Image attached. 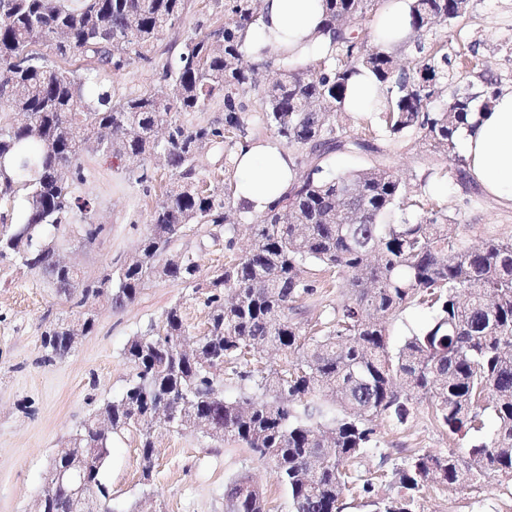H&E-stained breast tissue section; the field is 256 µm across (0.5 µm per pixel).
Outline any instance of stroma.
<instances>
[{"label": "stroma", "mask_w": 512, "mask_h": 512, "mask_svg": "<svg viewBox=\"0 0 512 512\" xmlns=\"http://www.w3.org/2000/svg\"><path fill=\"white\" fill-rule=\"evenodd\" d=\"M223 24L224 0H185L181 21L161 33L150 60L136 59L113 72V91L128 95L152 89L163 66L177 63L188 35L206 34ZM429 37L447 42L449 53H463L477 62L469 74L475 86L489 79L498 90L512 91V0H469L465 17L455 27L435 26ZM81 162L83 178L74 182L73 192L86 207L73 209L66 221L81 224L89 218L105 231L88 250L63 236L57 243L63 257L95 277L109 263L132 254L148 231L155 199L173 175L157 161L151 166L152 182L140 184L124 167L93 151L84 152ZM389 164L411 193L425 192L436 207L447 210L456 223L458 241L473 246L512 239V207L487 195L473 180L461 184L433 177L432 169L443 166L444 160L427 147L398 149ZM245 246V240L231 239L226 226H195L172 242L169 253L193 257L204 280L223 265L229 249ZM176 304L192 333L204 331L207 310L202 295L163 278L123 308L97 303L94 331L81 337L65 361L43 365V319L67 316L68 307L40 275L0 261V512H34L58 450L104 400L125 390L132 376L123 355L128 340L160 323ZM374 427L377 446L357 468L364 480L414 451L444 452L451 446L421 409L406 426L396 428L379 419ZM152 464L150 479H143L136 432L113 435L101 481L114 512H224L227 483L244 473L260 487L269 512H292L272 465L233 439L217 441L195 429L161 428ZM420 504L421 512H512V482L492 476L474 487L431 490L422 494Z\"/></svg>", "instance_id": "obj_1"}]
</instances>
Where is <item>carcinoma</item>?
Returning a JSON list of instances; mask_svg holds the SVG:
<instances>
[{
  "instance_id": "carcinoma-1",
  "label": "carcinoma",
  "mask_w": 512,
  "mask_h": 512,
  "mask_svg": "<svg viewBox=\"0 0 512 512\" xmlns=\"http://www.w3.org/2000/svg\"><path fill=\"white\" fill-rule=\"evenodd\" d=\"M383 4L325 0L331 50L302 66L284 58L263 82L259 70L269 62L250 61L241 38L257 20V0H225L224 26L189 36L158 85L117 96L106 74L133 56L149 59L158 34L181 20L185 0H0V202L24 204L15 224L0 215V260L40 274L73 315L45 323L41 363L68 358L67 326L93 331L90 303L122 308L159 278L192 286L208 309L200 336L190 337L175 304L132 337L124 348L133 368L125 391L68 441L91 454L94 512H112L100 480L112 434L138 432L142 476L150 478L158 429L150 416L159 408L174 413L169 430L206 426L209 437H231L272 464L293 512H343L354 490L370 512H416L429 488L455 491L490 476L512 481V241L458 244L448 213L412 198L387 165L392 150L419 143L448 159L446 174L463 179L453 165L456 140L477 98L491 108L493 83L478 95L448 90V71L469 65L450 56L447 43L427 42L433 25L465 16L459 0H409L404 65L350 26ZM76 56L82 71L59 65ZM362 68L377 84L378 129L369 123L352 134L336 116ZM217 97L222 121L188 128L173 116L203 111ZM440 98L444 107L432 109ZM254 120L305 156L295 159L297 179L282 198L248 224L230 223L234 172L224 188L204 189L195 162L214 144L235 145ZM88 148L123 163L140 183L152 181L157 156L175 170L134 253L95 278L62 266L55 242L68 234L91 248L104 233L91 220L62 223ZM332 153L365 154L371 165L333 172L324 165ZM226 223L251 247L206 283L197 282L194 259L167 257L190 226ZM314 267L332 272L343 301L309 327L298 314L300 302L318 292ZM412 306L437 312L393 350L388 325ZM265 345L280 352L281 364L259 366ZM227 371L250 391L224 398ZM423 402L439 428L467 442L466 454L408 455L380 474L397 485L394 496L373 494L369 481L357 485L352 468L371 448L373 419L404 425ZM316 415L327 422L310 423ZM48 512H73L69 489L54 490ZM224 512H265L263 493L241 475L224 490Z\"/></svg>"
}]
</instances>
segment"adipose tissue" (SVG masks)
Segmentation results:
<instances>
[{"label":"adipose tissue","instance_id":"obj_1","mask_svg":"<svg viewBox=\"0 0 512 512\" xmlns=\"http://www.w3.org/2000/svg\"><path fill=\"white\" fill-rule=\"evenodd\" d=\"M323 18V0H261L244 45L266 49L272 60L285 55L306 63L331 44ZM461 136L470 177L499 202L512 204V91L498 94L491 109L474 113ZM234 162L235 199L252 215L267 210L296 177L292 155L272 139L241 143Z\"/></svg>","mask_w":512,"mask_h":512}]
</instances>
